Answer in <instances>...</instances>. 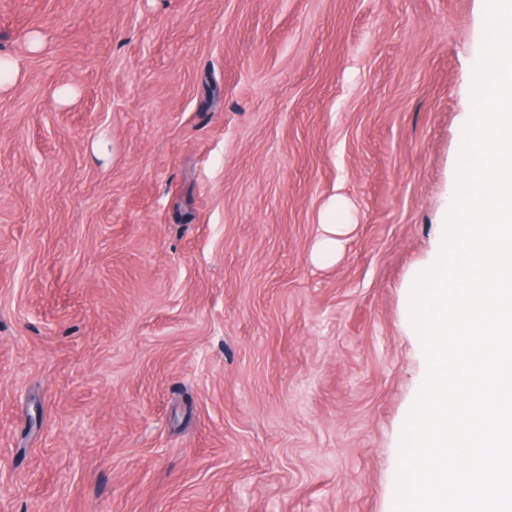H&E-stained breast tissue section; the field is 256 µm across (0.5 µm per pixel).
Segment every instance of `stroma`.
Listing matches in <instances>:
<instances>
[{
  "label": "stroma",
  "mask_w": 512,
  "mask_h": 512,
  "mask_svg": "<svg viewBox=\"0 0 512 512\" xmlns=\"http://www.w3.org/2000/svg\"><path fill=\"white\" fill-rule=\"evenodd\" d=\"M483 37L484 0H0V512H393ZM322 234L315 246V259L321 264L331 262L336 256L339 244L337 237L347 233L350 224L338 219L336 213V200L332 201L324 211L322 219Z\"/></svg>",
  "instance_id": "35a3bbf8"
}]
</instances>
